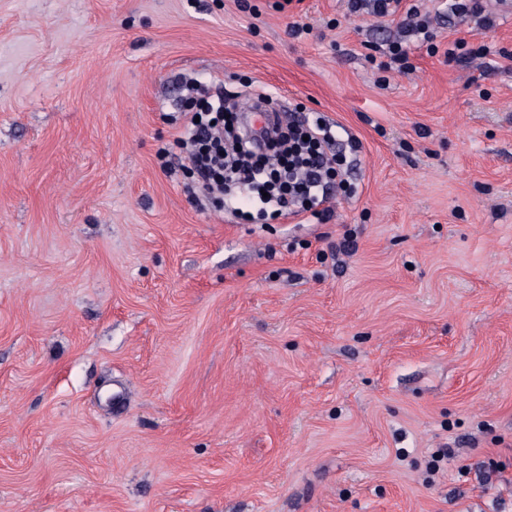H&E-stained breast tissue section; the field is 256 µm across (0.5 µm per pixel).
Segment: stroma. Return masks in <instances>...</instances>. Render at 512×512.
Segmentation results:
<instances>
[{
	"label": "stroma",
	"mask_w": 512,
	"mask_h": 512,
	"mask_svg": "<svg viewBox=\"0 0 512 512\" xmlns=\"http://www.w3.org/2000/svg\"><path fill=\"white\" fill-rule=\"evenodd\" d=\"M421 8L385 72L347 0H0V512H512V18ZM184 79L356 135V196L192 200ZM398 25L405 33H408L407 36H414L417 41L429 42L434 38L429 22L422 18L417 5H411L406 10L405 16H400ZM467 42L462 39L455 40L448 44V50L446 51V55H448V61H456V62H466L472 56L475 55H493L491 53H497V50L493 51L492 47L488 44H482L477 51L467 49ZM383 45L380 46L382 49V54L388 57L389 61L381 62L378 66L388 69H394L396 66L399 70L404 68L406 58L408 56V50H410V46L403 43L401 41L392 42L390 44H385V48H382Z\"/></svg>",
	"instance_id": "stroma-1"
}]
</instances>
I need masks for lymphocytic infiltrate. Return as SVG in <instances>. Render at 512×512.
Listing matches in <instances>:
<instances>
[{
  "label": "lymphocytic infiltrate",
  "instance_id": "lymphocytic-infiltrate-1",
  "mask_svg": "<svg viewBox=\"0 0 512 512\" xmlns=\"http://www.w3.org/2000/svg\"><path fill=\"white\" fill-rule=\"evenodd\" d=\"M401 0H348L350 13L372 11L378 17L398 16L399 27L417 40L433 39L429 23L418 6L401 9ZM198 95L199 110L181 112L179 141L193 170L195 187L202 194H226L234 215L246 208L278 218L304 214L324 221L332 212L336 190L354 193L355 184L341 180L345 155L337 152L336 131L324 116L311 113L302 125H275L273 133L256 142L240 130L237 101L267 106L271 95L260 90L233 91L189 82Z\"/></svg>",
  "mask_w": 512,
  "mask_h": 512
}]
</instances>
